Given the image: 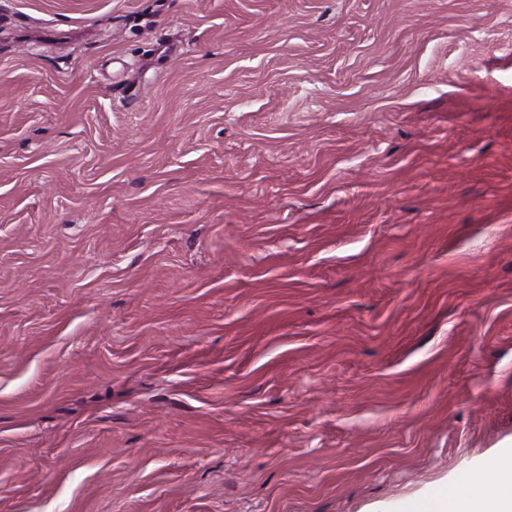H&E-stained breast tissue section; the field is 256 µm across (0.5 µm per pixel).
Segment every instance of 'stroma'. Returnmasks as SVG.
I'll use <instances>...</instances> for the list:
<instances>
[{
    "instance_id": "stroma-1",
    "label": "stroma",
    "mask_w": 512,
    "mask_h": 512,
    "mask_svg": "<svg viewBox=\"0 0 512 512\" xmlns=\"http://www.w3.org/2000/svg\"><path fill=\"white\" fill-rule=\"evenodd\" d=\"M509 458L512 0H0V512Z\"/></svg>"
}]
</instances>
